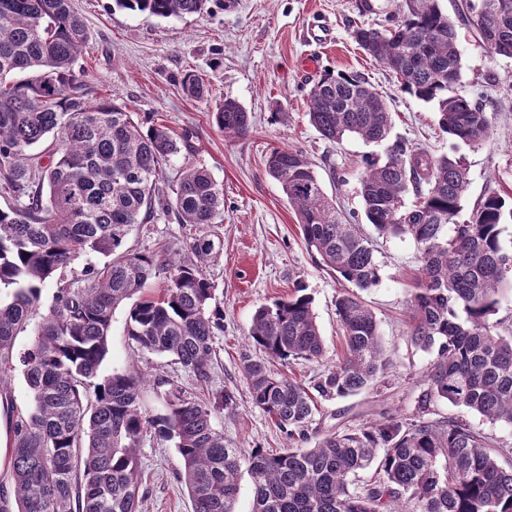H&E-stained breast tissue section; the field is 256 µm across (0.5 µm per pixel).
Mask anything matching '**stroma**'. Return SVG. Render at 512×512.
Here are the masks:
<instances>
[{
  "mask_svg": "<svg viewBox=\"0 0 512 512\" xmlns=\"http://www.w3.org/2000/svg\"><path fill=\"white\" fill-rule=\"evenodd\" d=\"M461 0H441L456 27L461 52L457 94L482 101L493 117V132L471 147L448 138L438 124L434 104L404 92L395 76L353 42V27L385 25L394 0H209L201 13L157 18L114 8L112 0H74L88 39L78 61L90 100L113 94L135 121L167 126L174 135L190 134L191 147L164 168L176 181L185 165L206 166L224 187V221L209 227L214 250L203 270L224 303V334L217 343L212 379L200 384L171 358L136 353L126 333L128 305L112 314L108 354L100 370L127 371L143 378L148 416L164 413V392L176 383L207 398L224 388L236 398L233 411L215 415L213 425L230 447L286 446L285 435L256 407L240 369L251 351L248 331L255 310L287 296L303 284L313 299L325 348L316 362L272 363L274 372L310 383L335 365L342 352L334 302L342 289L336 276L307 251L298 219L280 185L266 172L270 153L279 147L301 149L310 158L325 193L353 224L364 221L359 196L364 159L375 145L355 136L340 142L323 139L310 124L307 93L325 70L358 72L384 97L393 135L435 157H461L468 170L465 210L490 192L512 195V57L493 55L474 27L458 11ZM209 81L206 100L187 97L186 72ZM231 98L252 114L253 128L242 139H225L210 112ZM287 112L277 120L276 110ZM198 227L173 221L130 227L122 247L132 252L159 251L187 257ZM378 286L364 292L392 361L373 389L345 399L321 401L314 430L357 429L381 416H412L435 360L431 351L411 346L408 299L419 268L418 248L407 237H379ZM181 459L174 442L146 437L141 448V512H191L187 490L177 477Z\"/></svg>",
  "mask_w": 512,
  "mask_h": 512,
  "instance_id": "obj_1",
  "label": "stroma"
}]
</instances>
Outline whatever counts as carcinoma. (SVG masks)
<instances>
[{"instance_id":"carcinoma-1","label":"carcinoma","mask_w":512,"mask_h":512,"mask_svg":"<svg viewBox=\"0 0 512 512\" xmlns=\"http://www.w3.org/2000/svg\"><path fill=\"white\" fill-rule=\"evenodd\" d=\"M208 0H113L150 17L198 14ZM486 16L481 39L511 49L512 0H465ZM355 44L388 68L401 88L436 105L439 126L465 145L493 132L491 113L450 88L461 54L453 21L440 0H402L381 28L356 26ZM86 27L71 0H0V393L14 360L23 366L33 408L12 421L8 468L17 512H138L144 438L175 441L193 512H236L242 467L254 485L252 512H512V448L457 417L434 418L446 401L491 423L512 427V323L495 318L512 274L501 226L512 201L492 192L459 221L468 176L461 159L431 156L391 137L390 110L360 73L326 72L308 93L311 125L330 142L354 134L381 145L365 159L360 181L364 216L377 234L411 238L420 253L408 299L411 343L436 350L411 418L383 417L358 429H338L311 448H297L317 412V400L355 396L392 366L373 311L361 292L376 287L381 268L371 237L345 224L300 149H275L267 173L298 216L300 233L322 266L346 283L336 297L343 353L306 386L271 371L269 363L317 361L324 342L311 297L301 284L260 307L249 338L259 353L240 357L253 403L288 439V447L255 448L243 457L224 444L213 416L233 410L235 397L207 399L179 386L165 393L166 414L141 409L143 384L126 372L101 374L113 311L130 299L126 331L133 351L165 354L196 381L211 379L224 307L199 263L214 248L202 233L188 244L193 258L118 252L128 227L171 218L204 230L224 221V188L204 166L188 165L176 184L163 166L185 138L163 124L147 128L116 99L92 103L75 64ZM183 92L210 97L209 84L187 72ZM212 122L230 138L252 129V116L226 99ZM53 137L48 162L23 161ZM416 201L406 202L408 193ZM109 258L87 267L81 281L55 280L72 261ZM164 287L144 293L148 280ZM56 283L41 321L32 317L42 290ZM32 336L15 355V342ZM367 483L350 479L368 467Z\"/></svg>"}]
</instances>
